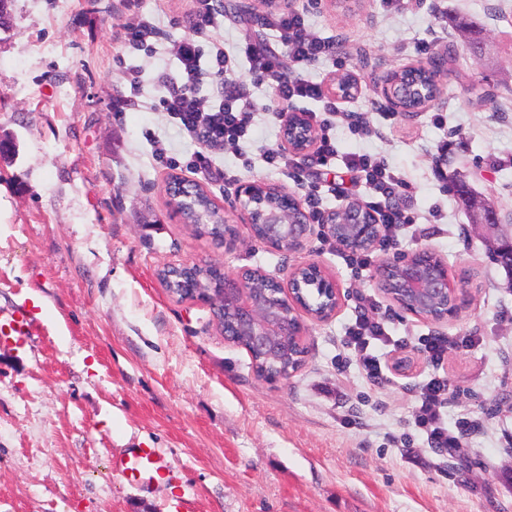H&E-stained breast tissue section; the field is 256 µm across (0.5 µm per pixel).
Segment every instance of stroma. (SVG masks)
Wrapping results in <instances>:
<instances>
[{"label": "stroma", "instance_id": "obj_1", "mask_svg": "<svg viewBox=\"0 0 512 512\" xmlns=\"http://www.w3.org/2000/svg\"><path fill=\"white\" fill-rule=\"evenodd\" d=\"M223 0L214 42L232 50L271 45L260 24L235 17ZM309 25L334 44L306 77L353 75L360 86L339 101L375 133L336 128L339 158L293 174L265 167L280 146L278 77H253L259 113L245 154L213 153L217 168L260 178L298 198L320 195L321 210L374 201L342 158L372 155L413 186L399 199L419 220L399 234L400 253L425 247L448 262L469 302L444 324L378 296L372 274L351 272L322 232L304 251L281 254L239 225L233 251L197 236L167 204L169 174H187L201 144L163 112L162 86L180 81L173 50L194 23L193 0H11L0 28V137L17 153L0 159V512H512V282L456 200L466 181L512 225V0H297ZM154 17L151 48L129 47L128 24ZM482 29L483 51L456 19ZM438 55L465 61L429 108L391 111L379 76ZM138 72L136 106L115 111ZM170 165H156L154 144ZM320 262L343 303L311 325L302 369L259 380L247 351L225 341L211 309L178 301L156 272L166 263L259 268L277 278ZM377 295L391 318L409 372L367 382L343 342L360 293ZM26 306L32 332L8 334ZM473 336L449 352L448 423L478 422L461 448L437 456L414 423L413 386L430 367L418 335ZM160 449L167 480L148 486L115 474L113 459Z\"/></svg>", "mask_w": 512, "mask_h": 512}]
</instances>
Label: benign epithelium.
I'll return each mask as SVG.
<instances>
[{"label": "benign epithelium", "mask_w": 512, "mask_h": 512, "mask_svg": "<svg viewBox=\"0 0 512 512\" xmlns=\"http://www.w3.org/2000/svg\"><path fill=\"white\" fill-rule=\"evenodd\" d=\"M447 75L448 59L438 56L430 65H411L382 75L377 91L395 112L409 111L412 100L420 101L422 111L440 97ZM281 115L284 145L295 156H306L317 139L313 123L303 112L284 110ZM197 190L196 182L182 175L167 178L170 194L189 198ZM235 198L241 223L248 225L252 240L284 254L304 251L316 223L348 252L370 251L382 236L376 214L360 202L348 201L312 215L295 194L261 179L241 181ZM462 208L485 235L497 261L512 267V230L503 231L495 203L470 191ZM270 280L273 287L254 288L246 272L226 273L217 287L199 299L212 310L216 325H224L225 340L232 343L244 336L266 359L280 358L286 346L300 351L295 368L259 376L267 383L286 380L301 369L309 324L328 321L342 303L341 288L316 261L296 265L283 280L273 276ZM374 281L399 309L436 323L456 318L468 304L466 293L450 279L448 263L428 248L382 259Z\"/></svg>", "instance_id": "obj_1"}]
</instances>
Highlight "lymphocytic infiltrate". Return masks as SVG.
Listing matches in <instances>:
<instances>
[{
  "label": "lymphocytic infiltrate",
  "instance_id": "lymphocytic-infiltrate-1",
  "mask_svg": "<svg viewBox=\"0 0 512 512\" xmlns=\"http://www.w3.org/2000/svg\"><path fill=\"white\" fill-rule=\"evenodd\" d=\"M264 26L272 32L278 47L285 48L295 79L279 82L276 95L289 107L302 104L310 107V116L320 130L316 151L311 163L327 165L335 160L338 149L334 130L341 118L335 103L323 92L321 83L304 78L303 73L313 58L329 55L332 44L312 32L305 13L291 10L285 13L270 12L262 18ZM222 24L221 13L214 0H195V21L191 35L179 45L178 55L182 65V83L171 85L159 99L164 112L192 140L203 145L189 171L231 184L235 175L215 168L209 150L232 148L244 151L255 121L257 106L249 85L240 82L225 83L224 101L215 107H205L196 93V86L204 74L224 75L236 68L239 58H246L252 71L273 76L279 68V58L274 51L246 45L239 51H225L223 45H212L203 51L200 42L210 37ZM347 162L360 177L370 184L378 200L374 211L380 224L387 228H410L415 222L412 215L398 210L396 198L411 192V184L400 173L368 154L353 153ZM344 342L359 357L361 370L371 383L381 382L385 374L379 350L398 347V340L389 332V320L382 313L376 300L362 297L353 322L348 326ZM423 354L432 372L419 387L415 422L425 434L427 442L438 454L448 455L460 447V432L466 431L467 422H459L456 429H449L444 414L448 406V377L443 365L450 350L471 344L468 336L420 337Z\"/></svg>",
  "mask_w": 512,
  "mask_h": 512
}]
</instances>
